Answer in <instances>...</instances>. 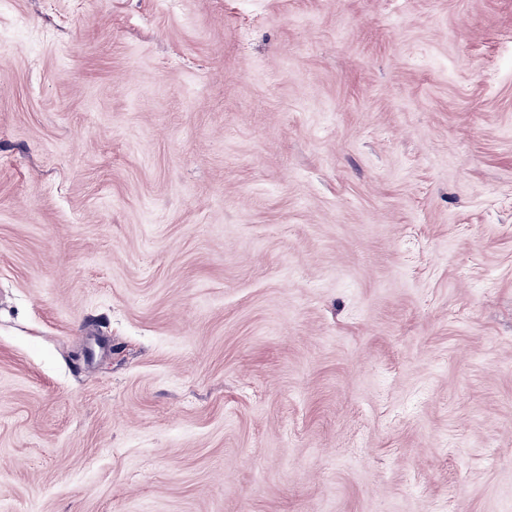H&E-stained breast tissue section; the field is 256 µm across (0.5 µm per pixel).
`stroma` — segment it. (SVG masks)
Listing matches in <instances>:
<instances>
[{
	"mask_svg": "<svg viewBox=\"0 0 512 512\" xmlns=\"http://www.w3.org/2000/svg\"><path fill=\"white\" fill-rule=\"evenodd\" d=\"M0 512H512V0H0Z\"/></svg>",
	"mask_w": 512,
	"mask_h": 512,
	"instance_id": "obj_1",
	"label": "stroma"
}]
</instances>
